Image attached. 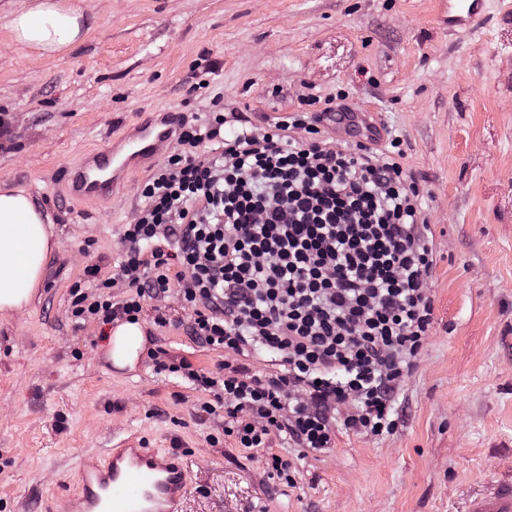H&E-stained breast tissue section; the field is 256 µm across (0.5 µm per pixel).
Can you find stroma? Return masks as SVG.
I'll use <instances>...</instances> for the list:
<instances>
[{"mask_svg":"<svg viewBox=\"0 0 512 512\" xmlns=\"http://www.w3.org/2000/svg\"><path fill=\"white\" fill-rule=\"evenodd\" d=\"M85 34L48 56L6 26L29 0H0V190H24L56 246L28 308L0 315V512H47L74 491L78 463L137 442L180 454L183 512H462L465 498L512 476V17L487 0L475 32L449 33L440 0H81ZM345 92L373 146L399 140L438 249L434 324L394 405L396 427L371 441L345 428L326 454L279 436L268 448L221 438L206 393L153 371L148 350L215 371L177 295L172 322L140 323L133 369L106 357L111 328H77L70 289L86 268L112 275L120 230L146 173L101 206L60 180L142 113L205 120L214 103L260 124L322 111ZM287 459L295 486L268 478Z\"/></svg>","mask_w":512,"mask_h":512,"instance_id":"obj_1","label":"stroma"}]
</instances>
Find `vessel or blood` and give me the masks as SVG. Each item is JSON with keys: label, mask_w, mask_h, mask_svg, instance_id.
I'll return each instance as SVG.
<instances>
[{"label": "vessel or blood", "mask_w": 512, "mask_h": 512, "mask_svg": "<svg viewBox=\"0 0 512 512\" xmlns=\"http://www.w3.org/2000/svg\"><path fill=\"white\" fill-rule=\"evenodd\" d=\"M485 2L448 0L445 24L470 28ZM180 121V113L164 112L142 123L124 149L105 146L84 153L63 177L66 193L82 204L104 200L138 165L173 144ZM76 482L77 494L52 503L48 512H180L188 485L180 455L144 447L112 448L102 460L81 462ZM466 512H512V479L493 483L469 501Z\"/></svg>", "instance_id": "vessel-or-blood-1"}]
</instances>
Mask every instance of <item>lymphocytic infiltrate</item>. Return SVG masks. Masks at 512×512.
<instances>
[{"label":"lymphocytic infiltrate","mask_w":512,"mask_h":512,"mask_svg":"<svg viewBox=\"0 0 512 512\" xmlns=\"http://www.w3.org/2000/svg\"><path fill=\"white\" fill-rule=\"evenodd\" d=\"M322 120H182L122 227L116 273L101 292L71 290L82 327L139 318L145 294L162 301L178 285L194 336L224 360L214 373L184 359L155 369L207 392L203 412L241 448L277 434L325 454L340 426L390 434L434 322L416 183L364 142L321 138ZM257 356L268 370H252Z\"/></svg>","instance_id":"1"}]
</instances>
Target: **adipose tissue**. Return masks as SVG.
<instances>
[{
	"instance_id": "adipose-tissue-1",
	"label": "adipose tissue",
	"mask_w": 512,
	"mask_h": 512,
	"mask_svg": "<svg viewBox=\"0 0 512 512\" xmlns=\"http://www.w3.org/2000/svg\"><path fill=\"white\" fill-rule=\"evenodd\" d=\"M79 0H31L11 14L7 26L15 41L43 54H58L83 36ZM51 225L20 189L0 190V313L30 305L55 247ZM144 343L141 324L122 322L112 330L106 355L119 369L134 367Z\"/></svg>"
}]
</instances>
